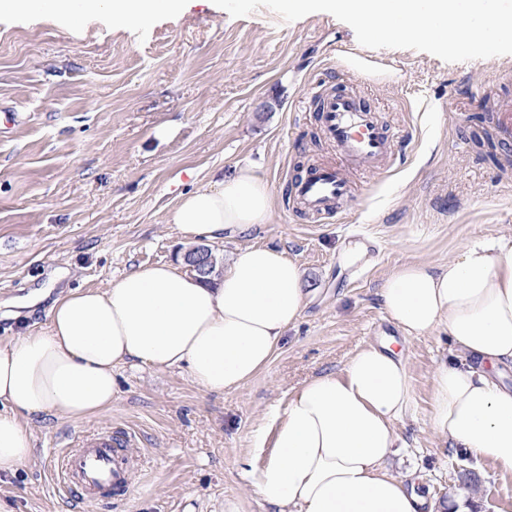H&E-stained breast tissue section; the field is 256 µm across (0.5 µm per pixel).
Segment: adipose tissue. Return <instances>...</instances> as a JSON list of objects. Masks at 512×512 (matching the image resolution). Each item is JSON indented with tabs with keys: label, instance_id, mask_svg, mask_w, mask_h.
Instances as JSON below:
<instances>
[{
	"label": "adipose tissue",
	"instance_id": "1",
	"mask_svg": "<svg viewBox=\"0 0 512 512\" xmlns=\"http://www.w3.org/2000/svg\"><path fill=\"white\" fill-rule=\"evenodd\" d=\"M182 0H0V16L73 19L96 13L145 27ZM272 205L263 177L236 166L216 186L179 200L170 223L211 242L266 223ZM308 297L299 267L284 252L251 246L208 282L170 263L139 266L110 287L59 293L47 331L0 344V475L33 456L29 424L41 417L81 420L108 410L114 373L132 363L187 369L208 392L239 389L266 367ZM384 309L407 337L446 328L459 352L434 377L431 430L451 446L512 472V235L468 242L432 268L396 266L381 290ZM413 387L390 344L360 349L338 371L312 377L272 409L255 434L267 462L247 473L274 512H467L436 503L386 459L395 425L411 410Z\"/></svg>",
	"mask_w": 512,
	"mask_h": 512
}]
</instances>
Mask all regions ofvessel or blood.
<instances>
[{
  "label": "vessel or blood",
  "mask_w": 512,
  "mask_h": 512,
  "mask_svg": "<svg viewBox=\"0 0 512 512\" xmlns=\"http://www.w3.org/2000/svg\"><path fill=\"white\" fill-rule=\"evenodd\" d=\"M320 132L324 140L347 161L365 170L380 171L392 155L401 132L382 123L375 108L353 91L318 90ZM298 211L314 217L338 214L351 200L353 187L335 164L310 162L292 183ZM131 435L109 430L71 437L49 456L45 465L59 494L76 495L78 501L111 500L127 488L137 461L130 452Z\"/></svg>",
  "instance_id": "1"
}]
</instances>
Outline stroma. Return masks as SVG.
Instances as JSON below:
<instances>
[{
    "instance_id": "obj_1",
    "label": "stroma",
    "mask_w": 512,
    "mask_h": 512,
    "mask_svg": "<svg viewBox=\"0 0 512 512\" xmlns=\"http://www.w3.org/2000/svg\"><path fill=\"white\" fill-rule=\"evenodd\" d=\"M354 30L325 12L287 22L259 8L231 17L189 0L141 29L105 16L73 26L0 17V343L48 326L55 291L106 288L132 268L182 260L199 237L169 215L181 196L237 165L254 166L273 199L266 224L212 244L218 270L250 245L285 252L308 304L269 365L238 390H202L187 370L119 367L108 411L30 423L32 459L0 481L14 512H71L43 456L74 433L135 434L143 465L111 502L80 512H271L247 470L266 456L253 435L305 380L343 368L382 331L400 336L380 290L404 262L446 264L468 242L512 235V144L489 147L499 104L512 102V55L446 62L412 49L375 50L388 74L354 81L343 63ZM360 93L405 131L388 166L350 169L354 200L330 218L293 210L300 167L339 163L313 119L309 87ZM414 412L397 422L389 471L436 502L512 512V473L450 447L428 425L434 376L457 351L440 328L403 342Z\"/></svg>"
}]
</instances>
